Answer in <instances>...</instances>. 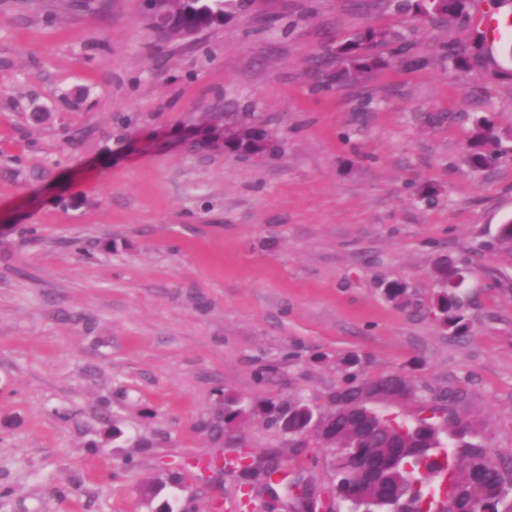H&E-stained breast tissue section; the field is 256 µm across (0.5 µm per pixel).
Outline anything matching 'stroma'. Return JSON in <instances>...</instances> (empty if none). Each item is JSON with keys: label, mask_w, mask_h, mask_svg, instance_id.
I'll return each instance as SVG.
<instances>
[{"label": "stroma", "mask_w": 512, "mask_h": 512, "mask_svg": "<svg viewBox=\"0 0 512 512\" xmlns=\"http://www.w3.org/2000/svg\"><path fill=\"white\" fill-rule=\"evenodd\" d=\"M471 15L276 0L160 46L138 0H0V512H237L241 473L189 467L224 450L206 427L221 397L323 407L351 354L368 376L466 385L512 459V249L494 243L512 157L465 160L481 112L512 148V36L467 72L438 57L512 0ZM365 26L403 30L430 66L319 89L325 40ZM229 122L264 124L278 151L187 147ZM442 254L470 260L463 340L426 313ZM236 433L329 485L313 439Z\"/></svg>", "instance_id": "35a3bbf8"}]
</instances>
